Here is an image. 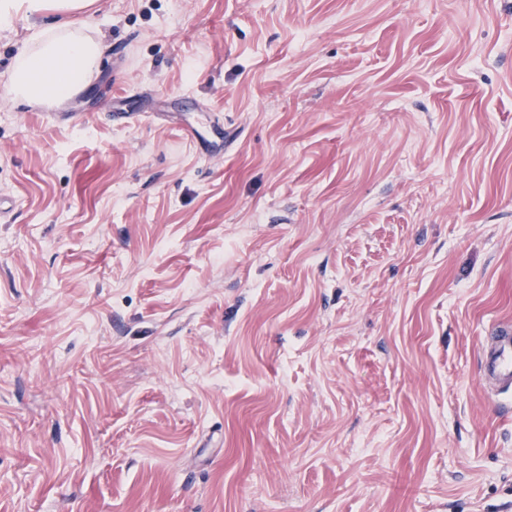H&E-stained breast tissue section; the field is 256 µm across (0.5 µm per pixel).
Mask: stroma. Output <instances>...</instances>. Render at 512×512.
Returning <instances> with one entry per match:
<instances>
[{
  "mask_svg": "<svg viewBox=\"0 0 512 512\" xmlns=\"http://www.w3.org/2000/svg\"><path fill=\"white\" fill-rule=\"evenodd\" d=\"M97 8L78 121L0 29V512H512V0ZM483 376L498 392L512 397V326L499 325L482 350Z\"/></svg>",
  "mask_w": 512,
  "mask_h": 512,
  "instance_id": "1",
  "label": "stroma"
}]
</instances>
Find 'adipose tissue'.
<instances>
[{
	"instance_id": "obj_1",
	"label": "adipose tissue",
	"mask_w": 512,
	"mask_h": 512,
	"mask_svg": "<svg viewBox=\"0 0 512 512\" xmlns=\"http://www.w3.org/2000/svg\"><path fill=\"white\" fill-rule=\"evenodd\" d=\"M97 0H0V26L17 12L55 15L20 49L9 76L12 99L31 105L60 106L88 82L104 51L99 38L88 34L81 17Z\"/></svg>"
}]
</instances>
